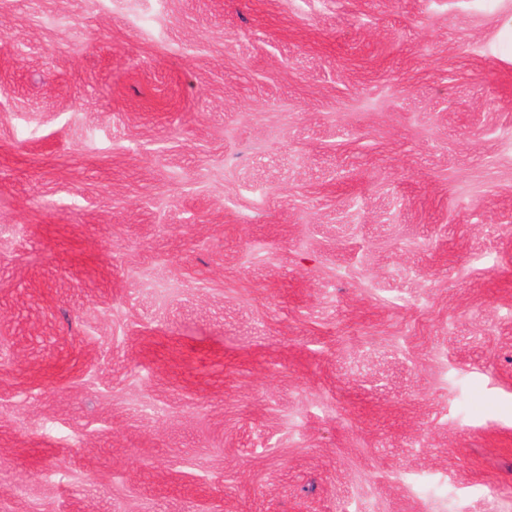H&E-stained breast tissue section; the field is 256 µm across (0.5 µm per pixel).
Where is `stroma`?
<instances>
[{"label":"stroma","instance_id":"35a3bbf8","mask_svg":"<svg viewBox=\"0 0 512 512\" xmlns=\"http://www.w3.org/2000/svg\"><path fill=\"white\" fill-rule=\"evenodd\" d=\"M0 512H512V0H0Z\"/></svg>","mask_w":512,"mask_h":512}]
</instances>
